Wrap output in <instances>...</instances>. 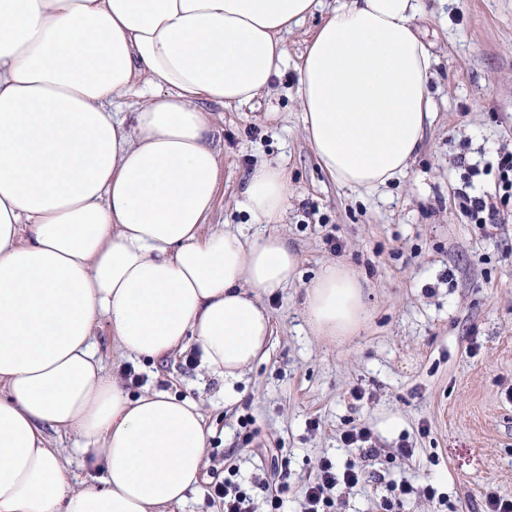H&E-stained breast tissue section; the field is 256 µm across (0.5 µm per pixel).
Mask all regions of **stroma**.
<instances>
[{
  "label": "stroma",
  "mask_w": 512,
  "mask_h": 512,
  "mask_svg": "<svg viewBox=\"0 0 512 512\" xmlns=\"http://www.w3.org/2000/svg\"><path fill=\"white\" fill-rule=\"evenodd\" d=\"M335 5L323 0L284 34L287 56L269 93L210 107L224 179L208 227L249 237L275 231L302 256L297 281L264 299L275 329L266 356L227 385L182 356L127 363L109 325L96 333L107 373L130 364L139 374L126 385L130 395L148 388L192 399L213 429L181 512H223L212 487L231 467L243 483L278 488L276 450L291 474L290 512L325 456L365 472L362 485L343 491L341 512H373L386 486L403 479L438 493L408 497L404 512H481L488 492L512 498V197L499 186V160L512 152V0H421L416 24L435 59L434 118L409 170L372 191L332 181L303 130L296 66ZM266 160L287 169L292 190L275 226L238 205L249 173ZM469 182L498 211L490 232L461 207ZM329 261L356 268L368 292L358 336L336 343L314 336L302 309L305 287ZM247 416L253 423L241 428ZM363 426L371 449L345 446L341 434ZM405 442L413 458L397 456ZM56 445L75 485L104 476L74 436Z\"/></svg>",
  "instance_id": "35a3bbf8"
}]
</instances>
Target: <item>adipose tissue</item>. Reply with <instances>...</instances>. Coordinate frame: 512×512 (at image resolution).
<instances>
[{
  "mask_svg": "<svg viewBox=\"0 0 512 512\" xmlns=\"http://www.w3.org/2000/svg\"><path fill=\"white\" fill-rule=\"evenodd\" d=\"M318 0H0V512H174L198 482L210 431L197 402L130 397L95 347L126 359L191 347L239 379L273 332L264 295L293 284L278 233L206 221L224 175L205 108L267 91L282 35ZM420 0H341L297 66L304 133L351 189L404 175L433 113ZM134 112L113 102L134 87ZM287 169L264 162L239 205L284 223ZM364 282L327 262L304 293L310 330L356 335ZM101 457L73 486L51 434Z\"/></svg>",
  "mask_w": 512,
  "mask_h": 512,
  "instance_id": "adipose-tissue-1",
  "label": "adipose tissue"
}]
</instances>
